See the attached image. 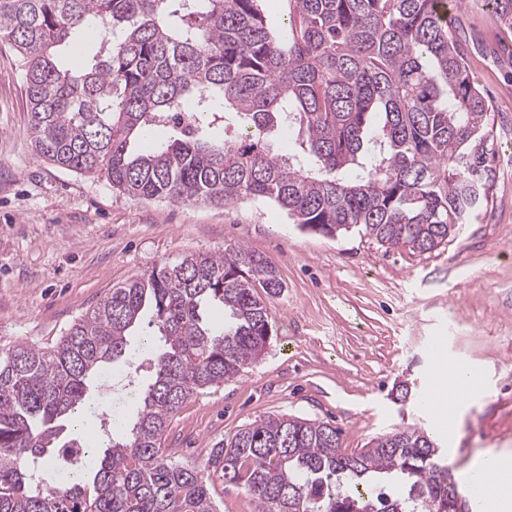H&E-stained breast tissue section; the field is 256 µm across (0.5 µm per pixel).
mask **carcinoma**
Returning <instances> with one entry per match:
<instances>
[{"mask_svg": "<svg viewBox=\"0 0 512 512\" xmlns=\"http://www.w3.org/2000/svg\"><path fill=\"white\" fill-rule=\"evenodd\" d=\"M0 0V41L22 67L37 158L106 176L122 194L224 205L262 199L303 229H352L431 252L493 201L490 104L470 79L444 0ZM512 28V0H484ZM92 48L65 68L59 50ZM196 113L182 128L180 112ZM171 135L155 137L158 126ZM295 137L285 157L274 143ZM283 288L244 247L190 253L112 289L55 344L0 349V512H217L201 469L257 512H473L457 507L437 440L397 428L351 455L328 422L270 415L216 443L204 466L161 440L188 399L238 377L271 339ZM224 310L214 328L206 311ZM159 346L131 429L88 445L54 482L66 422L106 364L130 361L146 310Z\"/></svg>", "mask_w": 512, "mask_h": 512, "instance_id": "1", "label": "carcinoma"}]
</instances>
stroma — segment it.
Instances as JSON below:
<instances>
[{"instance_id":"1","label":"stroma","mask_w":512,"mask_h":512,"mask_svg":"<svg viewBox=\"0 0 512 512\" xmlns=\"http://www.w3.org/2000/svg\"><path fill=\"white\" fill-rule=\"evenodd\" d=\"M473 82L491 98L497 179L486 215L428 253L388 250L350 231L299 228L275 204L183 205L113 191L38 159L26 125L19 58L0 42V348L53 345L112 288L188 253L244 247L282 281L268 298L272 338L242 375L189 399L162 446L205 463L217 442L270 415L317 419L353 453L402 425L436 432L420 393L448 391V371L470 366L478 392L442 438L460 490L471 461L512 457V28L483 0L457 9ZM131 363L110 366L95 413L129 423L139 405L125 384L150 379L155 329L140 322ZM410 389L394 400L397 385Z\"/></svg>"}]
</instances>
